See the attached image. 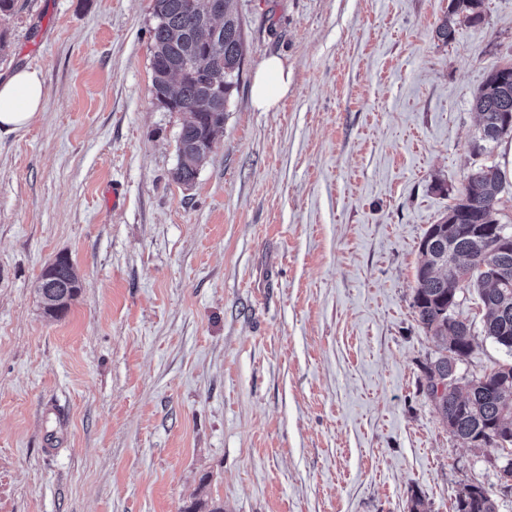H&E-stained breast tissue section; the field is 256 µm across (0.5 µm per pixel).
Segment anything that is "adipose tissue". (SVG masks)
I'll return each mask as SVG.
<instances>
[{
	"label": "adipose tissue",
	"mask_w": 512,
	"mask_h": 512,
	"mask_svg": "<svg viewBox=\"0 0 512 512\" xmlns=\"http://www.w3.org/2000/svg\"><path fill=\"white\" fill-rule=\"evenodd\" d=\"M290 74L279 57L265 60L255 75L252 102L256 109L267 112L275 108L288 92ZM44 90L37 70H17L0 82V133L19 130L41 113Z\"/></svg>",
	"instance_id": "1"
}]
</instances>
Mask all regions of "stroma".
I'll return each mask as SVG.
<instances>
[{
    "label": "stroma",
    "mask_w": 512,
    "mask_h": 512,
    "mask_svg": "<svg viewBox=\"0 0 512 512\" xmlns=\"http://www.w3.org/2000/svg\"><path fill=\"white\" fill-rule=\"evenodd\" d=\"M243 70L194 184L186 118L152 86L151 0H16L0 79L38 70L44 108L0 135V512H512L486 448L422 391L436 345L412 308L419 243L470 169L471 102L512 63V0L436 30L448 0H237ZM291 73L261 112L255 72ZM117 199H110V192ZM82 280L43 315L42 271ZM471 376L512 356L482 333ZM41 277L46 279L43 282L46 288H41L42 279L38 288L43 313L50 318H61L81 290L77 269L68 257L59 256L51 268L44 269ZM49 285L55 288H47ZM492 494L481 485H467L459 494L455 512H498Z\"/></svg>",
    "instance_id": "obj_1"
}]
</instances>
